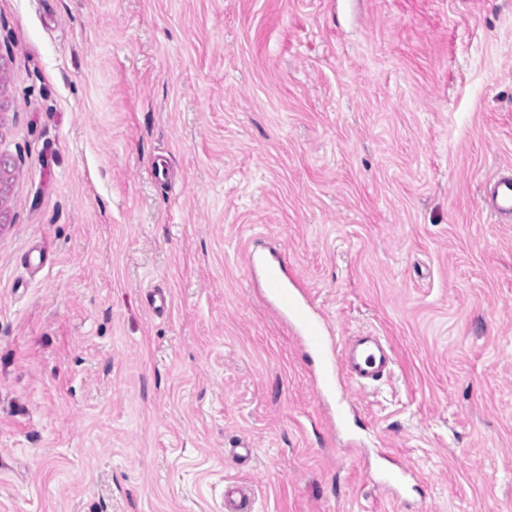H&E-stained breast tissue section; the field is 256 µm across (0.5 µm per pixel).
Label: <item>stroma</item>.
I'll return each instance as SVG.
<instances>
[{
  "mask_svg": "<svg viewBox=\"0 0 512 512\" xmlns=\"http://www.w3.org/2000/svg\"><path fill=\"white\" fill-rule=\"evenodd\" d=\"M509 168L512 0H0V512H512ZM255 246L389 344L361 445ZM489 204L497 213L512 216V176L494 181L489 193ZM225 512H252L253 501L248 491L243 487L232 486L224 493Z\"/></svg>",
  "mask_w": 512,
  "mask_h": 512,
  "instance_id": "stroma-1",
  "label": "stroma"
}]
</instances>
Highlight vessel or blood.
I'll list each match as a JSON object with an SVG mask.
<instances>
[{
    "label": "vessel or blood",
    "mask_w": 512,
    "mask_h": 512,
    "mask_svg": "<svg viewBox=\"0 0 512 512\" xmlns=\"http://www.w3.org/2000/svg\"><path fill=\"white\" fill-rule=\"evenodd\" d=\"M489 204L499 214L512 216V176L494 181ZM247 264L267 305L299 337L302 346L320 362V391H331L337 374H344L360 387L387 376L393 366L391 352L382 339L368 332L336 343L323 315L316 312L300 280L288 271L285 258L249 252ZM224 512H253L245 488L234 486L224 494Z\"/></svg>",
    "instance_id": "1"
}]
</instances>
